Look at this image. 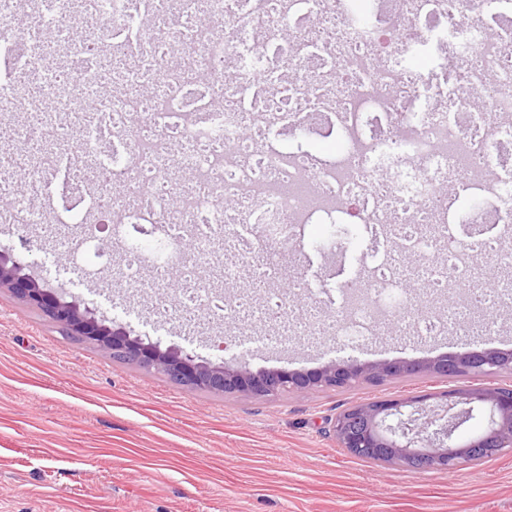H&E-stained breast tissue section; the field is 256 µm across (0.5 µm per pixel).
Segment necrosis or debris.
<instances>
[{
	"instance_id": "obj_1",
	"label": "necrosis or debris",
	"mask_w": 512,
	"mask_h": 512,
	"mask_svg": "<svg viewBox=\"0 0 512 512\" xmlns=\"http://www.w3.org/2000/svg\"><path fill=\"white\" fill-rule=\"evenodd\" d=\"M0 0V224H94L125 240L123 276L176 279L179 306L247 318L251 297L204 291L196 261L149 263L130 229L192 238L224 279V246L270 268L308 224L389 231L432 270L425 302L391 256L340 291L334 325L359 344L403 315L448 332L433 302L480 281L478 253L512 265V0ZM434 47L427 70L410 51ZM336 136L322 161L305 143ZM24 159L29 182L17 189ZM460 224L497 237L459 238Z\"/></svg>"
}]
</instances>
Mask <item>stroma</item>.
I'll list each match as a JSON object with an SVG mask.
<instances>
[{
  "instance_id": "stroma-1",
  "label": "stroma",
  "mask_w": 512,
  "mask_h": 512,
  "mask_svg": "<svg viewBox=\"0 0 512 512\" xmlns=\"http://www.w3.org/2000/svg\"><path fill=\"white\" fill-rule=\"evenodd\" d=\"M72 227L45 241L23 226L0 228L32 274L63 280L69 299L94 307L144 341L254 371L309 370L330 362L365 366L426 362L487 348L512 350V304H499L492 331L451 317L444 336L413 339L381 328L357 348L330 324L337 289L383 242L364 224H309L301 233L308 283L293 304L318 302L323 328L287 345H262L253 323L200 330L190 315L157 320L153 291L115 287L123 260L98 279L72 259ZM489 378L416 374L379 385L255 398L183 387L162 374L65 336L41 311L0 290V512H512V451L448 474L381 465L340 448L329 421L353 404L468 386Z\"/></svg>"
}]
</instances>
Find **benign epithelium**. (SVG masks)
<instances>
[{
  "mask_svg": "<svg viewBox=\"0 0 512 512\" xmlns=\"http://www.w3.org/2000/svg\"><path fill=\"white\" fill-rule=\"evenodd\" d=\"M0 288L39 309L68 335L116 358L161 372L179 385L217 394L269 398L318 388L346 389L361 382L383 383L423 371L478 377L512 371V351L487 349L445 354L424 364L364 367L331 363L312 371L253 372L226 360L207 363L184 351L144 342L98 316L88 303L65 299L58 288L25 271L23 263L4 246L0 248ZM476 413L486 414L481 432L459 437L457 431ZM331 430L339 447L352 455L369 454L381 464L404 463L451 472L484 455L512 449V386L456 388L439 395L364 402L338 414Z\"/></svg>",
  "mask_w": 512,
  "mask_h": 512,
  "instance_id": "benign-epithelium-1",
  "label": "benign epithelium"
}]
</instances>
